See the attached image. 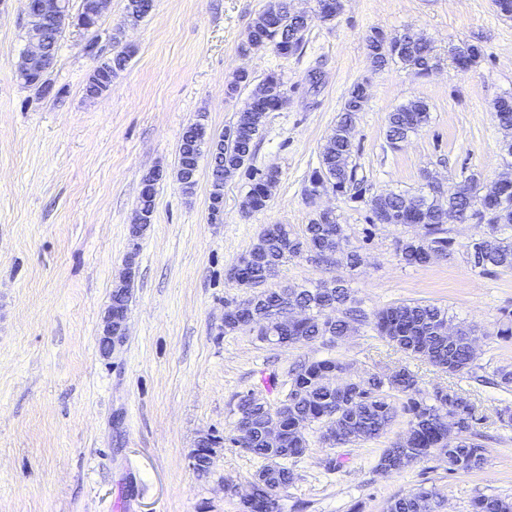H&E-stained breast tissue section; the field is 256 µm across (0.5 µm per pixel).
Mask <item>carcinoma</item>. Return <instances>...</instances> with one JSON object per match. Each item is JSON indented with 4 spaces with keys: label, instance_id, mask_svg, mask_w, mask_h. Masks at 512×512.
Returning a JSON list of instances; mask_svg holds the SVG:
<instances>
[{
    "label": "carcinoma",
    "instance_id": "obj_1",
    "mask_svg": "<svg viewBox=\"0 0 512 512\" xmlns=\"http://www.w3.org/2000/svg\"><path fill=\"white\" fill-rule=\"evenodd\" d=\"M297 24L288 20L283 0H268L263 11L251 25L247 42L257 39L273 47L280 56H287L288 36ZM369 57L374 68L391 63L402 64L422 73L432 59H438L426 41H405L404 35L388 37L379 31L367 39ZM135 50L117 51L104 57L88 77L85 94L90 99L104 95L112 86L111 76L126 69ZM481 49L464 45L451 50L452 62L461 72L468 71L480 58ZM277 93L258 104L249 100L238 113L235 122L226 126L224 135L216 139L221 144L219 160L209 162L211 171L210 215L216 220L222 211L224 172L238 171L253 158L256 139L263 127L265 110H273L284 82L275 74L267 76ZM367 99L364 84L356 83L345 100L332 138L323 147L319 166L309 175L305 195L318 186L330 188L352 199H362L366 188L349 166L354 147V123ZM498 124H512V98L502 97L492 107ZM429 120L427 105L412 100L389 113L387 142L396 147L417 132ZM205 124L197 121L188 125L179 146L177 178L185 190L197 183L199 161L209 153L208 143L200 138L198 129ZM279 173L268 170L252 187L251 209H264L278 183ZM484 184L472 176L448 189L446 202L441 198L408 193H388L368 200L372 224H410L420 233L396 244L400 260L410 267L423 266L437 255L448 254L453 244L447 230L439 222L443 206L455 209L466 218L476 217L490 227V235L467 245L466 260L484 273L512 270V186L502 189L491 200L483 193ZM337 253L346 254L347 264L359 263L357 247L350 245L343 225L335 214H316L306 225L303 235L296 236L283 224L266 227L251 248L238 261L246 269L254 285L268 279L272 268L280 267L292 257L307 256L317 262H328ZM258 311L287 306L301 310V316L280 332L278 345L321 342L333 345L366 325L397 352L407 357L423 359L449 375L470 373L474 368V338L472 332L457 329L448 335V310L431 303L400 302L372 314L361 308L350 295L349 288L338 278L331 287L320 283L312 288H285L279 292H262L253 297ZM250 312L243 308L224 313V332L233 333L249 324ZM247 393L236 395L232 412L247 409L254 426V435L245 449L263 460L252 478V498L243 501L245 512H283L284 493L294 481L288 462L302 458L309 442L308 430L313 425L336 429V445H353L380 438L399 416L406 419L407 429L390 447L382 450L377 470L398 474L405 469L438 460L448 465V472L468 474L481 469L485 461L484 448L476 442L477 426L484 417L466 391L436 386L431 390L421 386L420 377L406 365L389 373L372 372L354 378L349 365L333 356L297 362L288 371V388L283 400L288 402V415L281 419V440L271 447L262 432L267 412L260 405L245 407ZM457 436L448 439V431ZM440 505L434 488L420 486L401 493L390 502L389 512H435ZM472 512H512V504L494 495H480L472 502Z\"/></svg>",
    "mask_w": 512,
    "mask_h": 512
}]
</instances>
